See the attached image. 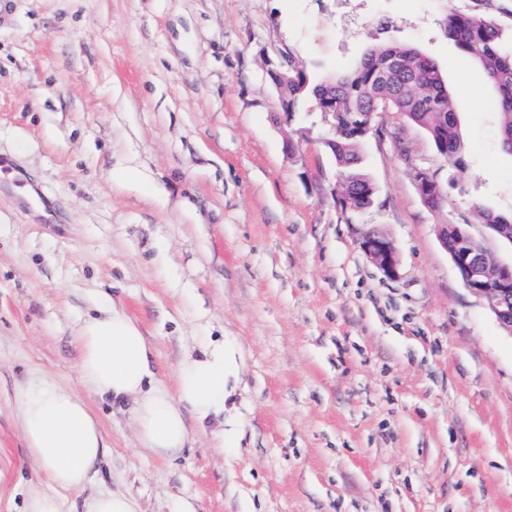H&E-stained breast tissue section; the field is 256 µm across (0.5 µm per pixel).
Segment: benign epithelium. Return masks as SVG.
<instances>
[{"instance_id":"1","label":"benign epithelium","mask_w":512,"mask_h":512,"mask_svg":"<svg viewBox=\"0 0 512 512\" xmlns=\"http://www.w3.org/2000/svg\"><path fill=\"white\" fill-rule=\"evenodd\" d=\"M432 181L434 177L426 171L417 175L418 192L426 204L434 207L441 196L431 190ZM438 237L465 287L494 313L503 327L512 331V264L492 262L462 224L439 225ZM360 248L386 276H396L397 254L387 238L367 233Z\"/></svg>"}]
</instances>
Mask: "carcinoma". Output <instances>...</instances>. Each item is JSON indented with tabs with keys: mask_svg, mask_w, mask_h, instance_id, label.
Masks as SVG:
<instances>
[{
	"mask_svg": "<svg viewBox=\"0 0 512 512\" xmlns=\"http://www.w3.org/2000/svg\"><path fill=\"white\" fill-rule=\"evenodd\" d=\"M444 29L497 89L500 143L512 155V47L505 46L499 29L476 14L451 10L444 18ZM272 81L285 86L283 111L298 112L302 100L312 97L318 111L338 114L336 147L331 153L341 173L339 202L343 205L365 210L376 194L370 177L360 168L366 133L339 130L362 112L401 114L427 133L441 156L465 169L448 87L437 64L412 46L393 42L373 45L353 70L324 76L290 64Z\"/></svg>",
	"mask_w": 512,
	"mask_h": 512,
	"instance_id": "1",
	"label": "carcinoma"
}]
</instances>
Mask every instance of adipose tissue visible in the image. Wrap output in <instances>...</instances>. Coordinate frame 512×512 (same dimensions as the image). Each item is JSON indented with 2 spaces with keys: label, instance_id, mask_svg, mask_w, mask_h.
<instances>
[{
  "label": "adipose tissue",
  "instance_id": "1",
  "mask_svg": "<svg viewBox=\"0 0 512 512\" xmlns=\"http://www.w3.org/2000/svg\"><path fill=\"white\" fill-rule=\"evenodd\" d=\"M77 345L87 395L50 379L18 392L26 448L43 472V485L30 491L26 512H59L57 491H79L89 483L106 447L89 396L131 401L140 446L161 458L177 455L190 443V421L203 425L224 419L225 384L234 360L223 345L185 353L175 387L167 389L152 381L149 346L140 327L108 298L101 316L82 325Z\"/></svg>",
  "mask_w": 512,
  "mask_h": 512
}]
</instances>
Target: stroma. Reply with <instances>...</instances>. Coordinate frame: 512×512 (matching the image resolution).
<instances>
[{
  "label": "stroma",
  "mask_w": 512,
  "mask_h": 512,
  "mask_svg": "<svg viewBox=\"0 0 512 512\" xmlns=\"http://www.w3.org/2000/svg\"><path fill=\"white\" fill-rule=\"evenodd\" d=\"M450 6L512 36V0H16L0 26V512H24L41 477L18 388L89 396L75 338L106 296L166 387L185 352H234L224 448L211 422L159 458L130 405L89 397L107 448L60 512L102 489L142 512H512V332L437 235L466 225L512 263L481 217L512 214V156L495 88L444 32ZM389 37L438 64L466 168L380 113L363 146L376 198L355 214L314 100L286 154L268 74L347 69ZM117 165L138 181L117 186ZM368 232L392 241L396 277L362 254Z\"/></svg>",
  "instance_id": "35a3bbf8"
}]
</instances>
